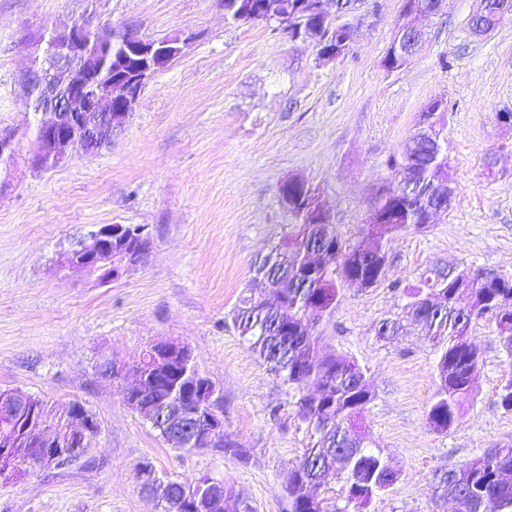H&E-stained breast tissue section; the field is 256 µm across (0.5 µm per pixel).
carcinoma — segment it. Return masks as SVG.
Listing matches in <instances>:
<instances>
[{"label":"carcinoma","instance_id":"obj_1","mask_svg":"<svg viewBox=\"0 0 512 512\" xmlns=\"http://www.w3.org/2000/svg\"><path fill=\"white\" fill-rule=\"evenodd\" d=\"M291 14L289 0H224V15L233 24L255 18L277 23ZM446 106L427 104L419 127L401 154L388 166L408 176L382 191L375 202V220L367 240L353 242L335 225L311 224V189H292L295 200L290 222L279 241L254 264L248 294L239 300L234 325L249 342L250 352L284 377L296 392L312 388L293 402L313 444L288 474L289 512H364L373 498L393 484L391 467L382 455L365 449L355 421L374 398L366 371L351 356L322 350L323 336L314 323L336 308L342 286L351 279L375 287L383 278L386 245L409 229L427 227L430 206L448 179L444 135ZM409 301L397 314L383 319L376 336L392 341L416 324L438 350L437 392L427 411L429 426L444 433L459 420L461 402L472 394L481 364L479 351L468 340L473 323L495 325L502 346L512 356V276L475 274L466 281L457 267L433 265L407 291ZM189 346L161 360L149 346L133 365L141 395L126 398L128 407L149 420L175 418L184 389H202L203 379ZM212 447L247 465L252 459L228 435ZM339 480L340 489L330 486ZM224 488V512H254L251 504L224 481L203 476L193 483L175 480L158 496L163 512H181L179 496L206 494L212 484ZM435 512L452 501L455 512H512V445L491 448L440 474L432 485Z\"/></svg>","mask_w":512,"mask_h":512}]
</instances>
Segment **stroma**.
I'll return each mask as SVG.
<instances>
[{"label":"stroma","instance_id":"35a3bbf8","mask_svg":"<svg viewBox=\"0 0 512 512\" xmlns=\"http://www.w3.org/2000/svg\"><path fill=\"white\" fill-rule=\"evenodd\" d=\"M345 55L322 60L313 39L293 42L277 22L237 25L224 0H0V129L22 143L0 193V390L42 398L54 413L81 403L100 425L85 454L0 485V512H162L136 479L224 480L254 512H288V472L310 439L292 389L262 365L235 330L233 310L257 255L288 224L278 188L304 179L345 237L364 240L379 191L398 178L387 165L432 100L448 107V172L455 194L429 228L386 247L374 288H342L317 328L329 349L366 369L374 399L360 430L397 471L365 512H432L435 473L495 445H512V412L498 393L512 358L491 325L473 324L482 365L460 419L432 431L437 351L418 331L379 340L419 273L436 263L512 273V20L472 34L475 0H446L422 20L420 53L403 69L382 60L402 0H359ZM77 22L133 29L144 38L192 36L185 54L154 75L110 145L66 151L58 167L28 162L33 116L22 80L35 55L24 31ZM103 224L143 226L148 254L102 282L59 269L61 255ZM188 344L220 389L224 432L251 449L242 465L215 448L175 450L123 400L125 381L102 375L101 356L135 360L149 344Z\"/></svg>","mask_w":512,"mask_h":512}]
</instances>
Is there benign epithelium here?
<instances>
[{
    "instance_id": "7a95c632",
    "label": "benign epithelium",
    "mask_w": 512,
    "mask_h": 512,
    "mask_svg": "<svg viewBox=\"0 0 512 512\" xmlns=\"http://www.w3.org/2000/svg\"><path fill=\"white\" fill-rule=\"evenodd\" d=\"M446 0H421L413 11L404 10L398 33L383 60V66L395 70V60L408 64L418 53L424 41V32L416 25L418 17L442 14ZM358 0H337L336 12L346 21L336 23V36L330 37L323 26L299 25L288 22L291 40L315 36L317 54L323 59L343 55L351 41L354 25L362 18L356 15ZM512 18V0H479L471 16V27L476 35L486 34L505 19ZM45 34L28 35L24 45L42 44ZM51 49L35 61L26 75L29 106L39 116L37 146L30 153V165L48 170L63 160V150L92 153L112 140V134L129 117L144 87L155 72L156 58L164 55L172 59L181 57L190 41L178 36L166 37L157 43L143 39L132 31L119 32L112 28H91L74 24L68 29L54 30L50 37ZM123 43L144 60L134 77L120 82L107 77L92 83L102 68L100 50ZM19 150V141L13 131L0 130V173H11ZM123 225L104 224L89 235L90 242L79 240L63 253L60 268L68 272L95 275L99 280H112V271L140 261L150 249L147 239L140 243L139 253L125 254L113 248V241L122 235ZM0 419L8 426L0 436V461L7 467L0 471V481L9 483L22 475L15 466L17 449L27 450L26 459L37 467L61 468L89 448L98 434L95 421L83 411L71 409L66 416L67 432L58 433L41 419V408L34 398L21 393H0ZM169 443L185 446L191 443L201 448L209 446L224 434V418L220 410L202 419L195 411L168 424L165 429Z\"/></svg>"
}]
</instances>
